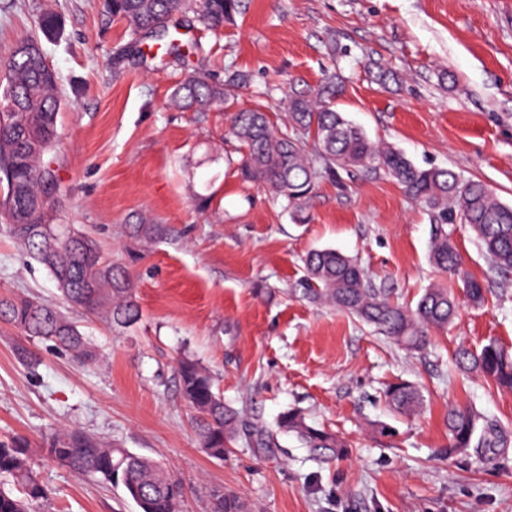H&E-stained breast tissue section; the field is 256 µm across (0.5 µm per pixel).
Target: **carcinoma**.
<instances>
[{"mask_svg":"<svg viewBox=\"0 0 512 512\" xmlns=\"http://www.w3.org/2000/svg\"><path fill=\"white\" fill-rule=\"evenodd\" d=\"M242 8V0H106L107 12L124 23L142 60H147L142 46L152 44L161 50L152 58L162 63L182 59L179 35L184 20L190 17L217 33ZM24 44L31 51L12 52L0 76V182L6 185L0 197V226L49 271L70 306L114 326H131L140 319V312L125 270L102 256L88 234L57 222L56 203L48 192L58 140V76L44 65L38 40L26 39ZM247 82L248 75L238 70H225L222 79L192 71L173 88L171 105L194 113L199 121L216 108L229 112L225 135L241 144L242 180L283 200L294 220L307 219L308 200L321 178L351 170L385 174L428 211L433 222L431 262L444 273L462 275L469 301L483 303L486 289L462 273V256L449 237L448 225L470 228L495 268L512 274V205L502 202L486 184L466 180L449 169L419 167L393 145L370 139L336 108L338 84L333 76L313 90L289 94L285 100L288 119L280 126L266 112L237 105L238 90ZM129 229L145 239L162 232L146 216L138 217ZM304 265L307 298L374 326L410 351H425L430 332L448 327L458 313L455 296L438 286L425 289L413 308L392 302L387 290L376 286L356 259L333 248L309 251ZM0 320L52 342L82 365L100 361L97 347L53 303L0 297ZM455 363L512 391V352L496 340L475 349H458ZM176 377L194 413L202 448L214 458H223L224 447L239 434V413L224 404L211 373L198 362L180 360ZM385 396L396 413L408 416L419 412L424 403L421 391L407 381L388 386ZM447 425L445 454L450 458L472 449L508 446L507 434L473 405L448 407ZM279 432L295 435L321 460L349 453L346 441L308 424L297 410L282 413L274 429L258 424L251 428L262 448L275 447ZM46 451L78 474L122 487L139 512H177L185 495L183 483L157 461L94 435L55 432L46 442ZM47 497L46 487L31 468L28 441L20 436L0 441V512H36ZM206 512H249V508L237 495L216 489L209 495Z\"/></svg>","mask_w":512,"mask_h":512,"instance_id":"1","label":"carcinoma"}]
</instances>
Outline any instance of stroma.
Instances as JSON below:
<instances>
[{"label":"stroma","mask_w":512,"mask_h":512,"mask_svg":"<svg viewBox=\"0 0 512 512\" xmlns=\"http://www.w3.org/2000/svg\"><path fill=\"white\" fill-rule=\"evenodd\" d=\"M222 34L192 23L182 41L204 50L166 65L128 50L123 23L105 0H0V65L38 34L58 74L62 105L56 177L60 220L89 232L126 267L140 320L117 327L84 311L68 315L101 349L79 366L52 342L0 321V440L25 437L49 496L39 512H138L122 490L53 461L46 436L96 434L160 462L186 489L180 512H204L210 490L233 491L252 512H512V447L447 460L452 404H475L512 431V393L463 376L458 345L499 339L512 347V276H499L473 233L454 234L467 270L486 289L483 305L461 301L448 330L417 354L336 308L302 295L304 254L331 247L358 258L378 287L415 305L437 284L460 279L429 262L428 212L384 175L354 171L322 179L310 220L294 223L283 201L243 184L238 142L224 112L206 120L170 108L171 88L190 70L246 72L239 103L282 122L288 93L338 74L337 108L376 141L422 167L488 185L512 204V0H245ZM394 77L376 80L373 66ZM211 200L197 209L194 198ZM147 214L162 236L132 237ZM59 302L48 271L0 231V296ZM32 357L35 367L24 359ZM213 375L226 404L249 422L274 425L294 408L338 434L349 455L314 460L294 435L273 448L238 437L209 456L175 379L179 359ZM418 386L414 416L388 406L395 379ZM390 433L381 434L377 425Z\"/></svg>","instance_id":"obj_1"}]
</instances>
